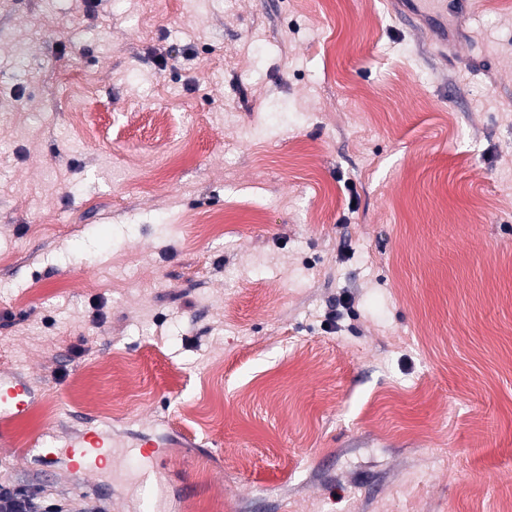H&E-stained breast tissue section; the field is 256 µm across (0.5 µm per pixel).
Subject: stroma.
Returning a JSON list of instances; mask_svg holds the SVG:
<instances>
[{"mask_svg": "<svg viewBox=\"0 0 512 512\" xmlns=\"http://www.w3.org/2000/svg\"><path fill=\"white\" fill-rule=\"evenodd\" d=\"M457 32L440 55L389 0H0V375L31 391L0 484L72 512L512 502V0ZM91 431L112 466L80 488L55 445Z\"/></svg>", "mask_w": 512, "mask_h": 512, "instance_id": "1", "label": "stroma"}]
</instances>
